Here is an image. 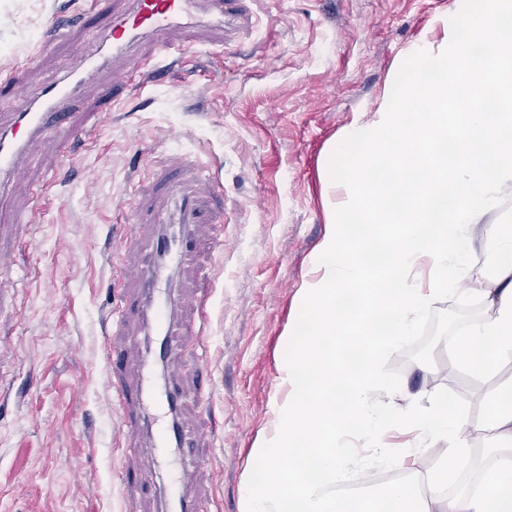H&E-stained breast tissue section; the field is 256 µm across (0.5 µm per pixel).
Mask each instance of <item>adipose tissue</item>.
Returning a JSON list of instances; mask_svg holds the SVG:
<instances>
[{
  "mask_svg": "<svg viewBox=\"0 0 512 512\" xmlns=\"http://www.w3.org/2000/svg\"><path fill=\"white\" fill-rule=\"evenodd\" d=\"M441 28L439 41L409 51L417 77L387 90L327 155V232L316 275L298 290L275 428L248 457L263 479L247 481L240 512H512V386L487 393L482 428L436 399L395 404L381 367L458 281L486 308L450 341L459 365L484 375L512 362V225L484 222L512 192V0H455ZM369 183L397 232L366 224ZM478 239L492 266L469 260ZM376 255L380 280L369 275ZM486 430L477 488L449 491L458 458ZM427 456L439 465L426 496L381 478L371 506L337 492L359 467L410 471Z\"/></svg>",
  "mask_w": 512,
  "mask_h": 512,
  "instance_id": "1",
  "label": "adipose tissue"
}]
</instances>
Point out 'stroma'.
<instances>
[{
    "label": "stroma",
    "instance_id": "1",
    "mask_svg": "<svg viewBox=\"0 0 512 512\" xmlns=\"http://www.w3.org/2000/svg\"><path fill=\"white\" fill-rule=\"evenodd\" d=\"M453 0H254L249 19L223 43L173 32L183 56L145 89L123 90L103 111L88 85L70 125L88 141L61 155L56 135L20 158L23 178L0 196V283L17 286L0 307V512H161L174 474L210 500L211 512H240L251 448L271 427L297 292L315 274L326 234L324 161L351 123L367 119L396 69L414 77L408 49L440 38ZM83 0H0V70L27 65L10 112L36 85L78 62L99 18L47 37L56 14ZM195 154L224 190L220 224L196 228L199 247L175 278L179 295L205 299L208 334L187 342L182 365L161 372L183 396L178 471L158 465L150 432L125 459L121 413L113 406L107 357L112 311L121 304L120 239L138 232L133 186L146 159ZM35 215L15 223L18 213ZM223 234V250L212 239ZM484 308L441 294L384 372L399 398L444 397L472 419L485 395L512 383V363L488 375L462 369L448 338ZM208 369H198L199 358ZM148 473L123 485V467Z\"/></svg>",
    "mask_w": 512,
    "mask_h": 512
}]
</instances>
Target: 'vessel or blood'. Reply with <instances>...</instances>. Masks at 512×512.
I'll use <instances>...</instances> for the list:
<instances>
[{
    "label": "vessel or blood",
    "mask_w": 512,
    "mask_h": 512,
    "mask_svg": "<svg viewBox=\"0 0 512 512\" xmlns=\"http://www.w3.org/2000/svg\"><path fill=\"white\" fill-rule=\"evenodd\" d=\"M248 0H87L88 10L106 14L110 23L102 31L95 49L81 52L80 67L66 71L61 77L36 86L28 99L0 121V189L13 180L16 161L27 153L33 143L47 132L59 134L62 150H71L79 139L78 129L63 126L62 120L71 106L80 99L83 88L93 82L104 70L114 69V83L128 87H142L145 73L167 67L179 61L182 50L171 42L173 31L199 32L223 29L226 22L245 16ZM152 41L151 54L138 53L145 41ZM207 176L191 156L179 155L163 170L155 173L153 203L141 209V221L159 223L170 203H177L179 228L176 232L160 231L143 242L131 237L130 247L142 254L136 267L127 270L133 280L134 295L129 308L113 312L112 334H124L127 311L140 315L150 323L158 344V358L169 363L180 359L182 348L172 336L174 308L169 285V271L179 269L194 253L196 240L193 228L210 224L214 214L191 187L192 182L206 181ZM114 365L112 392L123 416L126 447L137 448L142 428L144 409L149 403L166 408L169 416H176L180 391L173 386L156 391L148 373H141L136 383H129L118 372L123 363L122 350L109 354ZM180 432L177 423H169L158 431L156 451L159 457L173 454ZM172 512H205L203 501L193 497L180 480H173L169 490Z\"/></svg>",
    "instance_id": "vessel-or-blood-1"
}]
</instances>
